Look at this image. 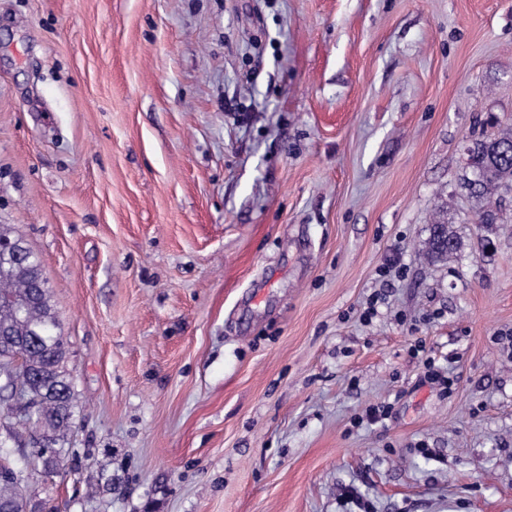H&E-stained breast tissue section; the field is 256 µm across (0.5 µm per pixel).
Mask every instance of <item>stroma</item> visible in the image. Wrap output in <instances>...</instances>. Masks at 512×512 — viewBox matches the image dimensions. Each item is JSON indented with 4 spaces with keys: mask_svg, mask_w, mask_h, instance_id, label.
<instances>
[{
    "mask_svg": "<svg viewBox=\"0 0 512 512\" xmlns=\"http://www.w3.org/2000/svg\"><path fill=\"white\" fill-rule=\"evenodd\" d=\"M510 124L512 0H0V224L76 393L28 495L512 512V191L463 187ZM444 226V222L440 221H436L431 226L429 254L434 261L447 259L457 250L456 240L449 233L447 238Z\"/></svg>",
    "mask_w": 512,
    "mask_h": 512,
    "instance_id": "1",
    "label": "stroma"
}]
</instances>
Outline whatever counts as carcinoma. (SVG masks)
<instances>
[{
	"instance_id": "cac0c4a2",
	"label": "carcinoma",
	"mask_w": 512,
	"mask_h": 512,
	"mask_svg": "<svg viewBox=\"0 0 512 512\" xmlns=\"http://www.w3.org/2000/svg\"><path fill=\"white\" fill-rule=\"evenodd\" d=\"M468 157L475 176L467 180V188L474 197L484 201L475 223L494 224L497 213L493 196L503 186L512 188V128L503 129L496 137L473 141ZM456 250L457 242L446 235L444 223L432 224L431 259L444 260ZM37 261L39 258L34 255L31 263L14 267L9 276L0 279V331L26 344L14 381L26 387L30 394L31 413L25 423L48 441V447L31 452L32 460L25 469L50 475L65 460L64 445L74 419V386L50 291L37 287L33 277ZM0 512H34L30 499L15 479L1 474Z\"/></svg>"
}]
</instances>
